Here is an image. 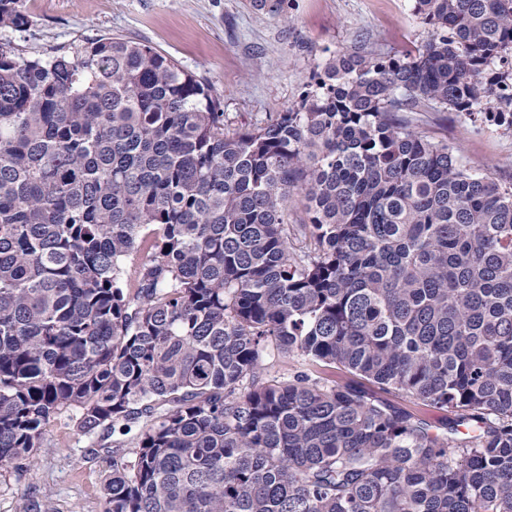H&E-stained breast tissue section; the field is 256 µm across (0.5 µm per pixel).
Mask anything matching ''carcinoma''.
<instances>
[{
    "mask_svg": "<svg viewBox=\"0 0 512 512\" xmlns=\"http://www.w3.org/2000/svg\"><path fill=\"white\" fill-rule=\"evenodd\" d=\"M414 14L234 128L152 47L0 42V472L72 406L104 512H512V185L425 120L512 131V0Z\"/></svg>",
    "mask_w": 512,
    "mask_h": 512,
    "instance_id": "carcinoma-1",
    "label": "carcinoma"
}]
</instances>
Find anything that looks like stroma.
<instances>
[{"mask_svg": "<svg viewBox=\"0 0 512 512\" xmlns=\"http://www.w3.org/2000/svg\"><path fill=\"white\" fill-rule=\"evenodd\" d=\"M412 0H290L291 23L251 0H24L28 25L0 28L25 55L112 35L151 46L212 86L235 127L256 124L298 101L314 68L376 47L417 52L425 35ZM435 139L464 165L512 177V132L453 112L432 115ZM75 408L58 415L47 445L23 472L0 474V512H103L112 460L78 431Z\"/></svg>", "mask_w": 512, "mask_h": 512, "instance_id": "obj_1", "label": "stroma"}]
</instances>
